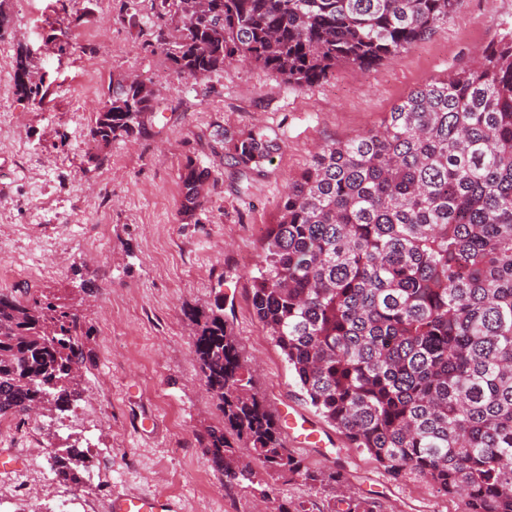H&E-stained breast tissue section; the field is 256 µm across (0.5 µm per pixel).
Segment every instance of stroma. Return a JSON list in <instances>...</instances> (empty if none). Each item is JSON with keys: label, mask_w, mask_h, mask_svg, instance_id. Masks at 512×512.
<instances>
[{"label": "stroma", "mask_w": 512, "mask_h": 512, "mask_svg": "<svg viewBox=\"0 0 512 512\" xmlns=\"http://www.w3.org/2000/svg\"><path fill=\"white\" fill-rule=\"evenodd\" d=\"M0 48L26 53L44 98L18 95L0 72V264L16 269L0 294L57 300L91 326L92 360L80 396L37 419L34 439L76 447L87 461L78 484L33 480L28 434L0 433V472L10 494L0 512H111L117 494L159 495L178 512H278L284 501L333 496L301 479L276 480L269 498L227 485L200 437L222 423L193 353L189 310L227 296L224 319L253 367L271 411L302 413L341 448L327 458L288 443L313 470L344 475L343 490L380 512H461L459 500L423 480H393L306 403L281 350L252 308V276L290 182L324 145L369 131L411 91L468 64L475 49L512 27V0H458L425 40L361 72L336 67L298 88L237 63L204 78L177 71L151 35L148 0H0ZM136 15L139 24L127 23ZM135 74L158 112L144 134L95 146L87 137L110 77ZM256 125L274 128L281 150L263 172L241 176L227 141ZM211 170L194 222L181 206L187 159Z\"/></svg>", "instance_id": "35a3bbf8"}]
</instances>
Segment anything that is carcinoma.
Segmentation results:
<instances>
[{
    "label": "carcinoma",
    "instance_id": "1",
    "mask_svg": "<svg viewBox=\"0 0 512 512\" xmlns=\"http://www.w3.org/2000/svg\"><path fill=\"white\" fill-rule=\"evenodd\" d=\"M457 0H150L156 42L198 78L237 59L312 87L339 64L368 71L448 19ZM17 90L29 97L27 59ZM88 137L104 146L142 133L151 89L110 78ZM281 150L255 126L233 140L239 173ZM211 171L191 158L184 213L201 206ZM252 307L311 406L395 480L414 475L464 501L465 512H512V29L472 65L411 92L380 129L321 147L267 233ZM194 354L224 427L201 443L229 480L272 477L320 489L288 451L255 392L252 368L224 321V300L191 311ZM80 315L64 303L0 294V417L68 408L91 360ZM62 481L84 453L51 452ZM326 512H377L338 498Z\"/></svg>",
    "mask_w": 512,
    "mask_h": 512
}]
</instances>
